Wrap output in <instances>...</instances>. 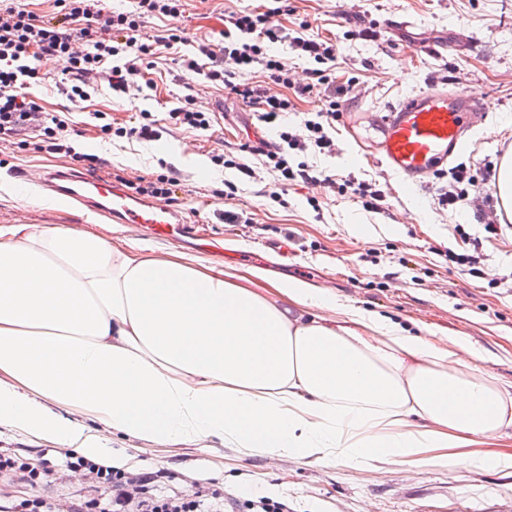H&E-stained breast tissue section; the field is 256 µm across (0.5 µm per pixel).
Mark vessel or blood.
I'll return each instance as SVG.
<instances>
[{
	"mask_svg": "<svg viewBox=\"0 0 512 512\" xmlns=\"http://www.w3.org/2000/svg\"><path fill=\"white\" fill-rule=\"evenodd\" d=\"M483 99L467 91H449L438 84L413 92L376 111L375 153L381 166L410 186H422L456 158L467 140L471 119L485 111ZM49 190L87 205L116 223L149 227L166 239L190 232L191 226L173 208L147 203L124 188L69 170L44 173Z\"/></svg>",
	"mask_w": 512,
	"mask_h": 512,
	"instance_id": "vessel-or-blood-1",
	"label": "vessel or blood"
}]
</instances>
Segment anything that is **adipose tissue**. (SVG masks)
<instances>
[{
	"label": "adipose tissue",
	"mask_w": 512,
	"mask_h": 512,
	"mask_svg": "<svg viewBox=\"0 0 512 512\" xmlns=\"http://www.w3.org/2000/svg\"><path fill=\"white\" fill-rule=\"evenodd\" d=\"M484 360L296 280L0 225V427L63 448L114 432L243 459L512 467V391Z\"/></svg>",
	"instance_id": "adipose-tissue-1"
}]
</instances>
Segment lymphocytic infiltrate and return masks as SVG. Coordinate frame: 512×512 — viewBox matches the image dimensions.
<instances>
[{
	"mask_svg": "<svg viewBox=\"0 0 512 512\" xmlns=\"http://www.w3.org/2000/svg\"><path fill=\"white\" fill-rule=\"evenodd\" d=\"M53 5L59 14L55 22L16 8L10 0H0V137L13 138L34 130L41 134L42 149L52 153L64 150L71 132L66 117L44 111L24 94L26 85L39 79L42 59H66L65 79L58 88L66 95L84 98L94 78L107 81L112 91L128 93L130 76L152 67L156 58L169 56L194 74L198 83L223 85L226 96L256 109L260 122L277 127V142L262 149L245 143L241 149L261 156L280 187L296 180L334 186L339 192L362 198L365 207L378 208L383 194L375 184L351 178L339 184L307 161L291 159L295 152H331L329 132L340 114L335 101H328L321 109L305 114L301 121L305 134L297 136L288 122L290 101L272 94L271 85L292 88L298 95L335 88L345 96L353 88L335 86L328 64L336 59V46L318 40L308 22L299 23L290 39L292 47L316 63L307 82L292 83L284 64L267 54V44L285 39L274 19L291 13L290 0H275L274 6L259 11L230 12L227 21L233 34L218 42H197L196 52L190 56L182 52L188 39L177 24L186 0H132L131 9L121 12L105 10L102 0H53ZM153 17L162 19L164 25L151 34L146 23ZM258 65L267 74V84L237 81V74ZM69 467L83 473L96 496L78 503L40 495L11 498L0 506V512H290L286 499L260 493L240 499L216 490H201L191 497L175 490L157 492L154 474L105 466L83 456Z\"/></svg>",
	"mask_w": 512,
	"mask_h": 512,
	"instance_id": "obj_1",
	"label": "lymphocytic infiltrate"
}]
</instances>
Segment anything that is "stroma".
<instances>
[{
	"label": "stroma",
	"mask_w": 512,
	"mask_h": 512,
	"mask_svg": "<svg viewBox=\"0 0 512 512\" xmlns=\"http://www.w3.org/2000/svg\"><path fill=\"white\" fill-rule=\"evenodd\" d=\"M263 5L264 0H188L178 24L189 40L215 38L226 28L225 13ZM292 5L294 14L277 17V24L292 31L306 21L320 38L335 43L336 81H356L365 106L384 109L431 80L483 93L489 110L478 118L459 162L474 170L501 165L500 149L512 141V0H293ZM63 68V61L42 60L43 78L26 93L46 111L69 118L72 145L87 159L79 163L42 151L32 139L0 140V224L85 227L116 244L134 238L155 252L175 247L219 269H256L272 279L326 288L346 304L419 327L423 335L468 337L486 351V367L497 382L512 386V234L490 239L484 231L502 209L498 198L480 212L467 200L446 208L438 198L449 190L450 178L425 188L403 186L376 163L373 131L365 122L357 125L354 139L336 126V151L319 155L317 165L339 180L350 176L375 183L384 194L379 209L364 208L360 199L334 187L295 182L281 190L260 157L239 150L241 143L271 138L270 127L248 107L225 98L221 87L196 88L191 109L217 116L209 131L196 132L163 121L184 94L172 61H158L136 75L137 83L153 88L132 102L107 89L85 100L68 97L56 88ZM96 111L110 113L122 126L152 113L162 122L160 136L138 142L104 135L89 118ZM222 154L251 167L253 176L215 165L213 156ZM166 165L178 178L173 207L203 226L209 247L134 236L124 225L60 199L35 181L41 171L59 166L107 180L119 170L133 181L160 174ZM229 182L236 191L228 199ZM228 211L240 214L242 223H225ZM216 245L223 247V256L212 254ZM449 250L477 256L481 277L449 265ZM0 450L49 459L56 470L50 483L34 488L7 480L0 492L41 493L60 501L92 493L89 483L66 468L67 450L51 440L1 429ZM103 453L129 456L127 468L133 472H166L188 496L205 487L244 498L276 490L292 512H512V468L415 469L371 459L326 465L296 457L241 460L220 445L205 452L189 445L161 448L117 433Z\"/></svg>",
	"instance_id": "stroma-1"
}]
</instances>
